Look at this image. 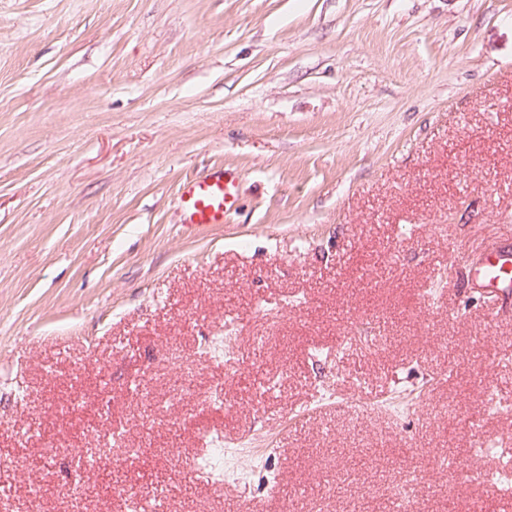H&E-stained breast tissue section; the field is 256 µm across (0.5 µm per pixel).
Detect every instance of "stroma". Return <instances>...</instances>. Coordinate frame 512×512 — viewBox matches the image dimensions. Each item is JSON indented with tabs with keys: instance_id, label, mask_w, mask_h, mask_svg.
Segmentation results:
<instances>
[{
	"instance_id": "stroma-1",
	"label": "stroma",
	"mask_w": 512,
	"mask_h": 512,
	"mask_svg": "<svg viewBox=\"0 0 512 512\" xmlns=\"http://www.w3.org/2000/svg\"><path fill=\"white\" fill-rule=\"evenodd\" d=\"M503 240L512 0H0V506L512 512ZM239 174L230 169H214L185 181L177 197L183 224L205 226L224 223L238 200ZM472 279L488 295L497 296L505 288L509 276L512 278V247L498 246L469 270Z\"/></svg>"
}]
</instances>
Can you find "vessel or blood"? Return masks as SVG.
<instances>
[{"instance_id":"b4317fda","label":"vessel or blood","mask_w":512,"mask_h":512,"mask_svg":"<svg viewBox=\"0 0 512 512\" xmlns=\"http://www.w3.org/2000/svg\"><path fill=\"white\" fill-rule=\"evenodd\" d=\"M237 172L215 169L185 181L177 197L184 224L205 226L223 223L238 200ZM472 279L486 294H498L512 278V247L498 246L470 268Z\"/></svg>"}]
</instances>
